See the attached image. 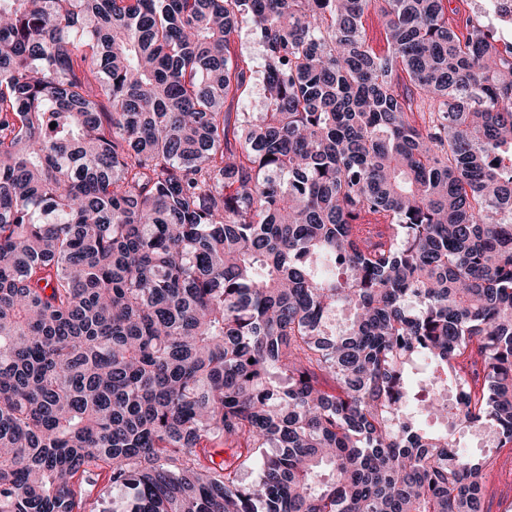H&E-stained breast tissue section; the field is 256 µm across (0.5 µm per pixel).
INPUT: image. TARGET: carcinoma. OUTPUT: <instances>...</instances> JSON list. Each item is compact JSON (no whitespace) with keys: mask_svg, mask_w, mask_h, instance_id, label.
<instances>
[{"mask_svg":"<svg viewBox=\"0 0 512 512\" xmlns=\"http://www.w3.org/2000/svg\"><path fill=\"white\" fill-rule=\"evenodd\" d=\"M449 3L0 0V512H481L512 58ZM364 27L376 51L386 49V41L383 33L382 18L379 12L370 9L363 19ZM235 49L242 48L257 64L262 56L259 37L250 22H242L231 37Z\"/></svg>","mask_w":512,"mask_h":512,"instance_id":"cac0c4a2","label":"carcinoma"}]
</instances>
